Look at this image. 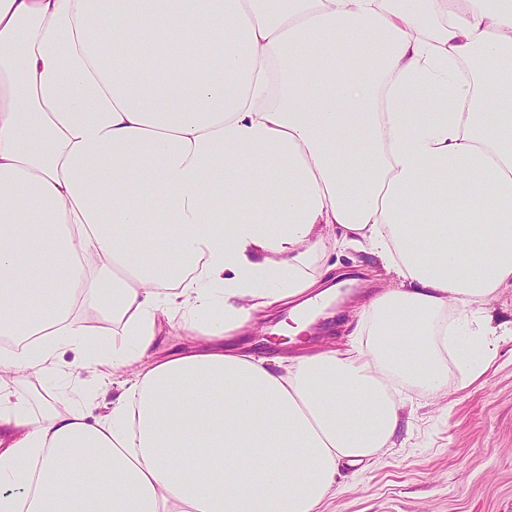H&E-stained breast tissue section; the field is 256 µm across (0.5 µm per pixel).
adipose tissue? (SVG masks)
<instances>
[{
  "instance_id": "adipose-tissue-1",
  "label": "adipose tissue",
  "mask_w": 512,
  "mask_h": 512,
  "mask_svg": "<svg viewBox=\"0 0 512 512\" xmlns=\"http://www.w3.org/2000/svg\"><path fill=\"white\" fill-rule=\"evenodd\" d=\"M92 2L0 0V336L30 339L0 353V512H320L390 445L402 388L490 363L512 0ZM349 246L396 285L345 347L253 350L276 306L311 333ZM88 296L112 343L76 327ZM173 320L194 341L159 355ZM68 346L121 387L107 413ZM59 364L62 371L71 373L72 377H78L82 381L89 409L94 415L105 412L101 407H95L96 404L102 403L104 398L106 401H112V396L114 398L120 392L117 386L102 384L92 368L83 364L78 352L64 349L59 356Z\"/></svg>"
}]
</instances>
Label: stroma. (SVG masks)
<instances>
[{
    "label": "stroma",
    "mask_w": 512,
    "mask_h": 512,
    "mask_svg": "<svg viewBox=\"0 0 512 512\" xmlns=\"http://www.w3.org/2000/svg\"><path fill=\"white\" fill-rule=\"evenodd\" d=\"M327 260L344 285L337 316L390 283L375 274L379 260L371 253L348 248ZM486 314L498 332L486 372L472 381L453 365L443 397L404 394L391 447L369 464L341 466L323 512H512V288L501 289ZM59 364L82 381L89 405L118 395L78 352L63 350Z\"/></svg>",
    "instance_id": "35a3bbf8"
}]
</instances>
